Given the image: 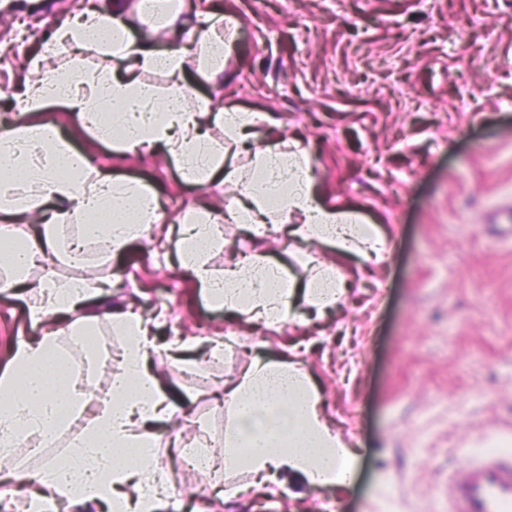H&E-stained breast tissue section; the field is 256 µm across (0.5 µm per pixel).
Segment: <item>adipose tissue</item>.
Masks as SVG:
<instances>
[{
	"label": "adipose tissue",
	"mask_w": 512,
	"mask_h": 512,
	"mask_svg": "<svg viewBox=\"0 0 512 512\" xmlns=\"http://www.w3.org/2000/svg\"><path fill=\"white\" fill-rule=\"evenodd\" d=\"M195 18L189 50L181 46L184 27L172 19L163 23L171 48L161 54L132 38L115 11L84 9L51 32L46 52L31 60V77L15 96L25 122L0 127V244L11 242L22 225L44 224L0 269L1 291L31 288L27 314L41 329L18 346L11 371L0 375V460L9 462L0 480L26 492L27 512H44L49 502L64 503L68 512L94 507L102 512H161L175 498L159 465L156 434L173 418V403L152 363L163 352L173 365H183L187 350L180 343L159 348L150 321L140 314L99 311L101 282L62 281L50 272L27 280L37 261L57 254L60 226L79 229L76 250L91 242L115 257L162 218L154 191L93 166L55 122L43 118L50 103H63L100 140L118 145L125 154L158 152L198 185L235 188L238 199L224 214L191 207L178 225L169 227L166 238L208 300L247 323L275 327L294 322L301 303L323 315L343 300L345 282L326 266L304 284L280 261L256 256L215 272L210 257L224 246L221 223L248 225L258 237L274 224L294 244L317 243L339 255L379 258L385 251L375 225L326 203L299 140L280 139L253 151L247 178L216 151L209 136L213 126L223 128L225 142L244 147L264 116L225 107L209 96L189 103L194 75L223 72L237 28L228 14L199 10ZM89 46L110 56L112 67L90 72L78 59L64 70L49 63L52 52ZM147 72L165 73L167 90L145 82ZM102 321L125 337L126 345L118 372L110 374L107 390L88 418L82 382L64 378L69 359L58 339ZM224 402L232 411L221 442L225 498L275 487L288 492L301 483L343 487L353 479L359 451L328 425L316 379L293 356L256 358L225 382ZM81 417L86 423L68 451V466L49 461L31 467L16 460L20 438L58 435ZM240 473L248 474L247 483L235 482Z\"/></svg>",
	"instance_id": "ef3b65f1"
}]
</instances>
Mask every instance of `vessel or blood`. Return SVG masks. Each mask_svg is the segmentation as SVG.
Here are the masks:
<instances>
[{
	"label": "vessel or blood",
	"mask_w": 512,
	"mask_h": 512,
	"mask_svg": "<svg viewBox=\"0 0 512 512\" xmlns=\"http://www.w3.org/2000/svg\"><path fill=\"white\" fill-rule=\"evenodd\" d=\"M448 512H512V463L490 454L448 475Z\"/></svg>",
	"instance_id": "b4317fda"
}]
</instances>
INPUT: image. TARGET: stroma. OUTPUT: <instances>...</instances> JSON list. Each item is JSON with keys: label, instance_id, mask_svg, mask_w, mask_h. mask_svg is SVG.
<instances>
[{"label": "stroma", "instance_id": "35a3bbf8", "mask_svg": "<svg viewBox=\"0 0 512 512\" xmlns=\"http://www.w3.org/2000/svg\"><path fill=\"white\" fill-rule=\"evenodd\" d=\"M83 0H0V123L16 119L19 70L54 22ZM238 20L235 47L198 92L265 113L258 144L302 140L327 202L385 239L382 260L318 249L289 253L281 233L255 239L231 224L211 265L265 255L299 279L334 263L349 290L318 322L269 329L226 318L156 234L119 257L89 245L84 263L54 264L63 281L107 284L101 308L149 318L160 340L189 341L192 362L155 365L176 413L162 427L218 441L221 392L257 355L298 348L328 424L361 449L354 486L300 488L230 501L211 477L181 472L179 504L209 512H448V473L487 450L512 452V0H186ZM25 19V34L17 21ZM44 115L112 175L158 193L167 222L191 205L224 206L223 186L182 180L172 163L98 142L62 104ZM21 297L0 293V373L34 335ZM224 352L212 354L213 340Z\"/></svg>", "mask_w": 512, "mask_h": 512}]
</instances>
